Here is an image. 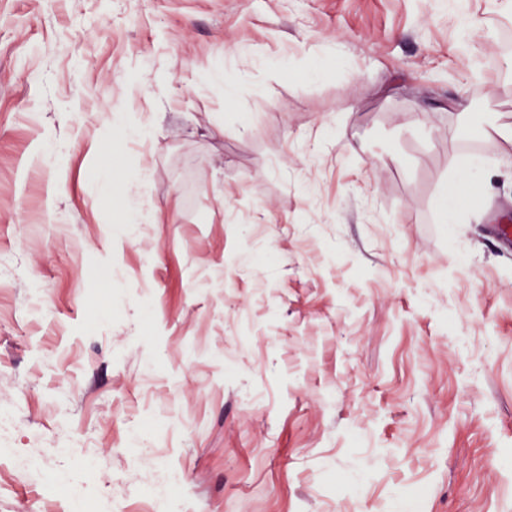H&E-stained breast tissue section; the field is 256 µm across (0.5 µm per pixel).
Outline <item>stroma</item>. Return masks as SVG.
Listing matches in <instances>:
<instances>
[{"instance_id":"stroma-1","label":"stroma","mask_w":512,"mask_h":512,"mask_svg":"<svg viewBox=\"0 0 512 512\" xmlns=\"http://www.w3.org/2000/svg\"><path fill=\"white\" fill-rule=\"evenodd\" d=\"M510 25L0 0V512H149L153 456L195 512H512V83L476 66ZM471 156L491 175L443 222ZM130 198L157 223L109 238Z\"/></svg>"}]
</instances>
